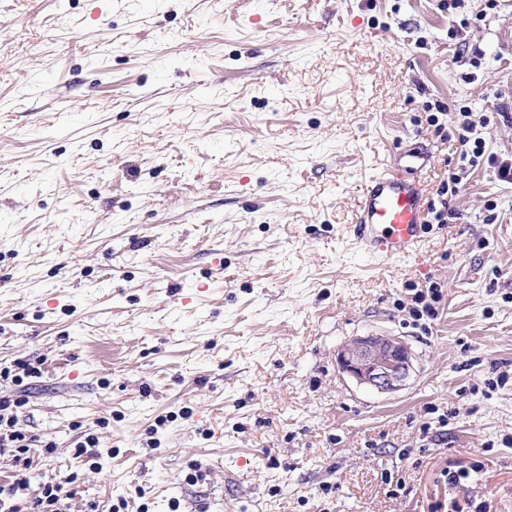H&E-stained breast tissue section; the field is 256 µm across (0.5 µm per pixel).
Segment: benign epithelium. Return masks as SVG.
Here are the masks:
<instances>
[{"label":"benign epithelium","mask_w":512,"mask_h":512,"mask_svg":"<svg viewBox=\"0 0 512 512\" xmlns=\"http://www.w3.org/2000/svg\"><path fill=\"white\" fill-rule=\"evenodd\" d=\"M411 344L392 334L368 333L354 336L337 353L343 374L358 385L381 394L405 386L413 368Z\"/></svg>","instance_id":"1"}]
</instances>
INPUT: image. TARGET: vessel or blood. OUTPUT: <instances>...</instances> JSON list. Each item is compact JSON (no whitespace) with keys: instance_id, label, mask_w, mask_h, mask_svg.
<instances>
[{"instance_id":"1","label":"vessel or blood","mask_w":512,"mask_h":512,"mask_svg":"<svg viewBox=\"0 0 512 512\" xmlns=\"http://www.w3.org/2000/svg\"><path fill=\"white\" fill-rule=\"evenodd\" d=\"M429 160L428 153L409 149L368 178L349 228L368 258L402 260L420 250L430 230Z\"/></svg>"}]
</instances>
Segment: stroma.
I'll use <instances>...</instances> for the list:
<instances>
[{"label": "stroma", "mask_w": 512, "mask_h": 512, "mask_svg": "<svg viewBox=\"0 0 512 512\" xmlns=\"http://www.w3.org/2000/svg\"><path fill=\"white\" fill-rule=\"evenodd\" d=\"M464 110L495 163L419 254H360L367 177L419 142L437 188ZM502 161L512 0H0V371L42 372L15 412L27 495L67 479L66 512H512ZM433 283L437 317L414 320ZM372 332L413 348L400 391L338 369Z\"/></svg>", "instance_id": "obj_1"}]
</instances>
